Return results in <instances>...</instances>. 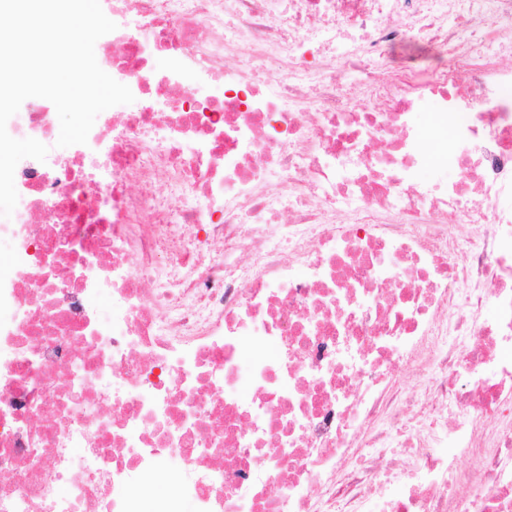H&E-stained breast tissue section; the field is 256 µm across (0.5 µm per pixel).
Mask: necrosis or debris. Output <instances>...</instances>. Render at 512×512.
I'll list each match as a JSON object with an SVG mask.
<instances>
[{
  "instance_id": "obj_1",
  "label": "necrosis or debris",
  "mask_w": 512,
  "mask_h": 512,
  "mask_svg": "<svg viewBox=\"0 0 512 512\" xmlns=\"http://www.w3.org/2000/svg\"><path fill=\"white\" fill-rule=\"evenodd\" d=\"M100 3L128 112L7 123L0 512H512V0Z\"/></svg>"
}]
</instances>
